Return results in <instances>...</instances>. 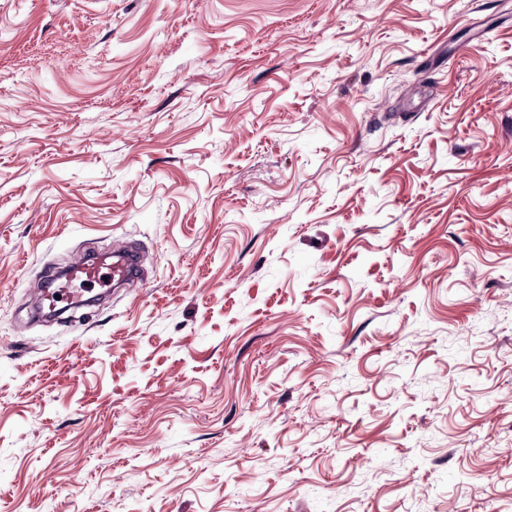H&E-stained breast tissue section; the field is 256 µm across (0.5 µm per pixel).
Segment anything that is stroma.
<instances>
[{
	"label": "stroma",
	"mask_w": 512,
	"mask_h": 512,
	"mask_svg": "<svg viewBox=\"0 0 512 512\" xmlns=\"http://www.w3.org/2000/svg\"><path fill=\"white\" fill-rule=\"evenodd\" d=\"M0 512H512V0H0ZM137 269L135 254L125 246H115L110 256V261L91 263L84 257L69 264L66 281L54 292L48 294L43 282L33 285V292L39 298L49 297L52 304L57 307L65 299L73 300L78 297L76 285L97 284L101 287L111 286L115 281H126L133 277ZM60 296V299H57Z\"/></svg>",
	"instance_id": "1"
}]
</instances>
